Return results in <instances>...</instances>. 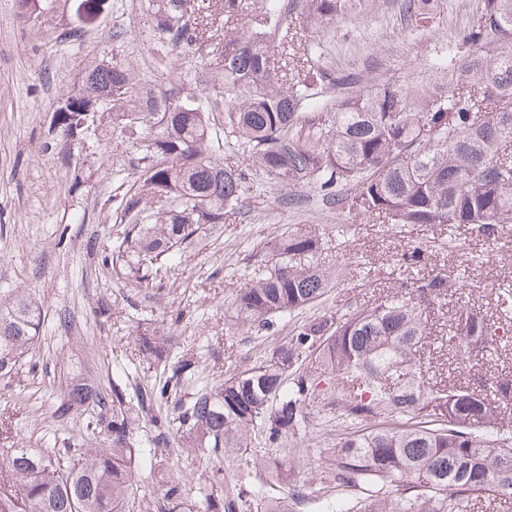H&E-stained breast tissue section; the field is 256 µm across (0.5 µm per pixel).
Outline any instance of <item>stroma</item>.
<instances>
[{
	"label": "stroma",
	"instance_id": "stroma-1",
	"mask_svg": "<svg viewBox=\"0 0 512 512\" xmlns=\"http://www.w3.org/2000/svg\"><path fill=\"white\" fill-rule=\"evenodd\" d=\"M258 5L241 0L238 13L219 15L206 45L195 51L173 49L156 27L149 0H109L76 39L64 36L75 25L69 0H53L52 10L38 19L20 13L16 0H0V294L23 289L42 306L33 349L14 374L0 378V455L16 448L108 447L106 437L87 428L99 417L97 407L73 411L64 422L54 411L72 379L95 390L121 381L123 408L138 439L131 464L136 512H160L162 491L179 474L186 478L190 512H206L209 498L223 495L220 473L254 485L275 480L278 496H305L296 512H314L313 499L323 495L346 504L363 498L360 486L336 484V444L361 425L345 421L329 393L310 400L307 421L289 435L284 452L257 432L248 448L226 456L149 445L153 427L136 390L154 382L160 370L139 350L144 330L172 329L173 357L193 356L217 387L270 356L308 320L370 308L399 286L441 272L464 286L449 288L428 306L416 352L426 377L473 387L489 370L512 379V345L467 363L448 341L461 312L498 315L499 293L512 288V224L491 239L456 224L396 226L340 208L314 183L282 187L256 171L247 153L228 151L225 166L246 173L250 189L223 223L205 226L176 250L162 287L128 280L114 263L113 247L125 230L119 184L136 149L118 133L78 149L64 146L52 127L56 106L92 68L114 63L155 93L198 97L223 122L230 96L214 46L246 30ZM481 8V0H435L423 20L406 13L402 0H366L363 12L326 26L294 12L284 13L283 25L318 45L325 68L355 73L361 90L391 82L432 95L448 82L447 71L433 64L435 55L454 50ZM295 232L320 240L322 265L340 273L335 286L271 328L243 325L235 298L255 260L276 238ZM447 238L476 254V261L462 265L458 252L440 248ZM416 248L419 261H402ZM258 460L263 469H255Z\"/></svg>",
	"mask_w": 512,
	"mask_h": 512
}]
</instances>
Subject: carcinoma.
I'll return each instance as SVG.
<instances>
[{
    "mask_svg": "<svg viewBox=\"0 0 512 512\" xmlns=\"http://www.w3.org/2000/svg\"><path fill=\"white\" fill-rule=\"evenodd\" d=\"M101 0H72L76 21L96 18ZM363 0H289L314 24L362 9ZM35 18L48 0H17ZM157 28L178 48L204 44L214 16L239 9L237 0H156ZM281 0H262L247 31L224 40V85L235 94L224 128L211 126L196 97L146 95L126 69L114 64L88 72L70 95L66 110L54 113L55 131L67 145L80 141L88 110L109 111L110 125L97 136L120 132L140 145L131 163L133 181L120 201L128 229L114 253L129 277L161 284L166 261L204 224L224 223L247 190L246 175L213 159L230 144L249 153L268 179L293 186L313 180L324 195L362 215H384L393 224L474 225L488 235L512 222V0H482V8L461 47L475 52L461 67L448 59L447 90L418 101L394 84L361 92L331 112L308 118L306 136L295 129L313 106L318 83L358 82L351 73L325 71L315 47L305 44L301 77L283 90L270 66L275 52L268 30L281 24ZM319 241L291 233L276 240L236 300L237 317L251 327L282 318L318 301L336 272L318 263ZM448 276L402 286L370 310H347L305 323L258 366L224 380L217 389L198 381L191 359L167 363L175 338L152 331L138 338L144 358L167 373L137 395L144 410L169 398L172 383L190 392L171 418L152 417L157 448L168 433L182 432L185 448L209 453L247 447L257 428L280 445L306 419L315 374L336 378L344 415L379 421L380 427L339 441L336 480L366 485V505L345 508L322 498L318 512H456L457 499L512 498V427L499 417L497 402L512 396V381L490 374L480 387H440L422 380L415 360L425 336L423 304L446 294ZM41 306L23 290L0 297V376L10 374L34 345ZM512 330L502 322L466 312L450 341L464 360H482ZM309 353L314 362L298 365ZM125 390L89 394L72 382L58 417L91 401L112 404V418L99 421L110 446L90 448L67 463L31 448L0 458V512H127L135 504L131 420L119 406ZM254 494L265 512H288V504L263 485ZM164 512H183V488L172 480L163 493ZM243 487H225L209 512H243Z\"/></svg>",
    "mask_w": 512,
    "mask_h": 512,
    "instance_id": "obj_1",
    "label": "carcinoma"
}]
</instances>
